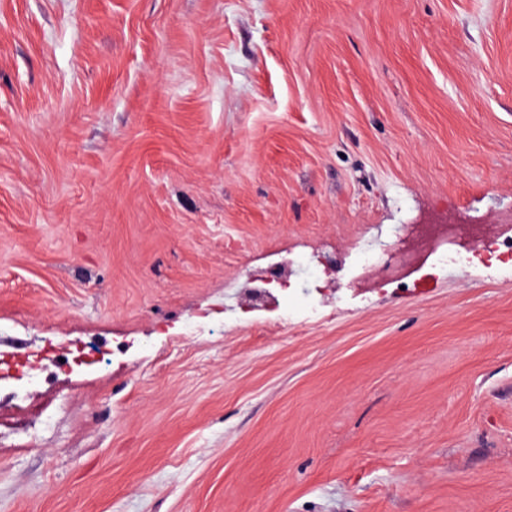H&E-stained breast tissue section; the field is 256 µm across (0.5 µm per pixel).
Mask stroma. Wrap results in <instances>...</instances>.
I'll return each mask as SVG.
<instances>
[{
	"label": "stroma",
	"mask_w": 512,
	"mask_h": 512,
	"mask_svg": "<svg viewBox=\"0 0 512 512\" xmlns=\"http://www.w3.org/2000/svg\"><path fill=\"white\" fill-rule=\"evenodd\" d=\"M509 231L512 0H0V512H512ZM267 279H271L272 281L283 280L287 284V289L290 287L289 279H288V269L282 266L270 267L265 272V276L252 279L248 282L250 285L248 289H252L261 294L262 299L270 298L278 302V298L272 295L269 289L263 287L262 284H267Z\"/></svg>",
	"instance_id": "obj_1"
}]
</instances>
